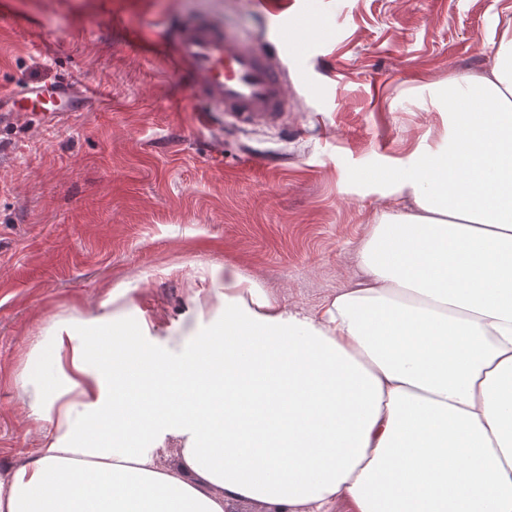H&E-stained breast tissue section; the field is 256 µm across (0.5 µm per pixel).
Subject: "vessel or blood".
<instances>
[{
	"label": "vessel or blood",
	"mask_w": 512,
	"mask_h": 512,
	"mask_svg": "<svg viewBox=\"0 0 512 512\" xmlns=\"http://www.w3.org/2000/svg\"><path fill=\"white\" fill-rule=\"evenodd\" d=\"M172 40L179 62L197 72L200 95L210 111L248 125L283 123L290 99L277 49L260 51L208 17L185 21L173 31ZM93 101V94L71 79L0 91V124L17 122L32 112L58 122L91 111Z\"/></svg>",
	"instance_id": "vessel-or-blood-1"
}]
</instances>
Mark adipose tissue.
I'll return each mask as SVG.
<instances>
[{"mask_svg": "<svg viewBox=\"0 0 512 512\" xmlns=\"http://www.w3.org/2000/svg\"><path fill=\"white\" fill-rule=\"evenodd\" d=\"M499 44L449 78L447 147L374 178L358 270L318 310L211 264L177 324L124 288L56 321L0 512H512L511 24Z\"/></svg>", "mask_w": 512, "mask_h": 512, "instance_id": "1", "label": "adipose tissue"}]
</instances>
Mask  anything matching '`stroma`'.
I'll use <instances>...</instances> for the list:
<instances>
[{
  "label": "stroma",
  "instance_id": "1",
  "mask_svg": "<svg viewBox=\"0 0 512 512\" xmlns=\"http://www.w3.org/2000/svg\"><path fill=\"white\" fill-rule=\"evenodd\" d=\"M287 34L283 128L206 113L170 33ZM512 0H0V90L79 80L92 111L0 126V473L39 447L18 382L59 318L132 289L162 325L193 266L310 309L350 282L383 201L360 173L436 150L441 88L493 63Z\"/></svg>",
  "mask_w": 512,
  "mask_h": 512
}]
</instances>
